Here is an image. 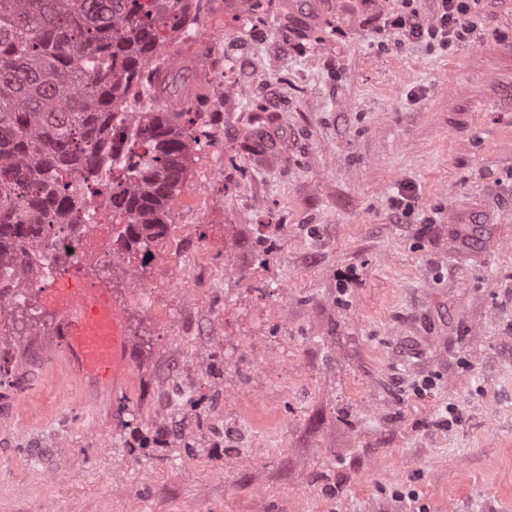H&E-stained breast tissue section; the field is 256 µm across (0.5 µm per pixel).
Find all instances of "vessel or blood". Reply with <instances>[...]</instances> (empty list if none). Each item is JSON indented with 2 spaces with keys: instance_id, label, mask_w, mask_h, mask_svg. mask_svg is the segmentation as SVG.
Wrapping results in <instances>:
<instances>
[{
  "instance_id": "obj_1",
  "label": "vessel or blood",
  "mask_w": 512,
  "mask_h": 512,
  "mask_svg": "<svg viewBox=\"0 0 512 512\" xmlns=\"http://www.w3.org/2000/svg\"><path fill=\"white\" fill-rule=\"evenodd\" d=\"M298 34L312 32L318 12L308 0H284ZM45 302L63 318V348L75 369L89 379L119 376L127 360V337L121 311L106 289L94 282L67 283L49 289Z\"/></svg>"
}]
</instances>
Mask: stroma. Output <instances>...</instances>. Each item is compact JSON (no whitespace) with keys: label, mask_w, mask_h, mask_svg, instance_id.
I'll return each instance as SVG.
<instances>
[{"label":"stroma","mask_w":512,"mask_h":512,"mask_svg":"<svg viewBox=\"0 0 512 512\" xmlns=\"http://www.w3.org/2000/svg\"><path fill=\"white\" fill-rule=\"evenodd\" d=\"M213 2L143 65L172 69L156 110L192 99L167 232L81 272L123 312L118 384L71 366L39 294L0 308V512H512V0L449 51L389 26L438 0H331L305 37L279 0ZM188 360L221 447L163 409Z\"/></svg>","instance_id":"obj_1"}]
</instances>
